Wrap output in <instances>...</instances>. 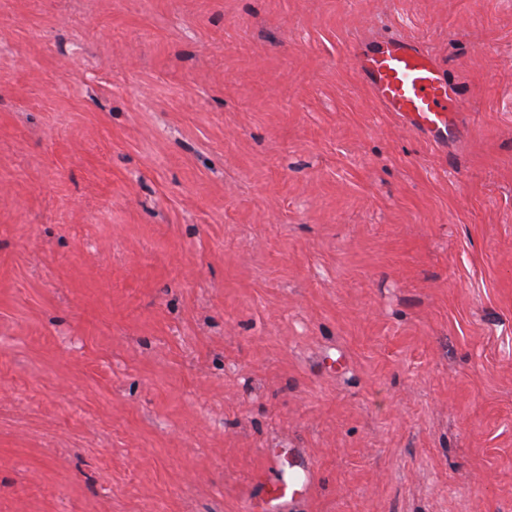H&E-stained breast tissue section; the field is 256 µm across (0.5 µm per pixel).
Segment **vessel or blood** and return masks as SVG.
Wrapping results in <instances>:
<instances>
[{"label":"vessel or blood","instance_id":"b4317fda","mask_svg":"<svg viewBox=\"0 0 512 512\" xmlns=\"http://www.w3.org/2000/svg\"><path fill=\"white\" fill-rule=\"evenodd\" d=\"M361 71L385 111L397 113L429 137L450 140L461 100L435 61L417 43L403 38L360 47Z\"/></svg>","mask_w":512,"mask_h":512}]
</instances>
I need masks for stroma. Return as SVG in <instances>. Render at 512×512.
I'll return each mask as SVG.
<instances>
[{"label":"stroma","instance_id":"stroma-1","mask_svg":"<svg viewBox=\"0 0 512 512\" xmlns=\"http://www.w3.org/2000/svg\"><path fill=\"white\" fill-rule=\"evenodd\" d=\"M273 448L287 512H512V0H0V512H265ZM361 71L385 111L395 112L434 140L457 134L461 100L448 87L435 61L417 43L403 38L373 41L358 50ZM278 465L279 460L277 457H273L272 459L268 458L267 468L256 473L253 477L255 485L265 490V498L268 499V502H279L287 497L278 483H269L265 479L266 472L276 468Z\"/></svg>","mask_w":512,"mask_h":512}]
</instances>
